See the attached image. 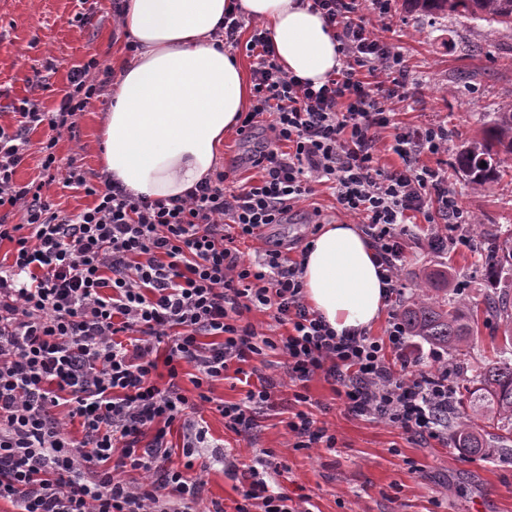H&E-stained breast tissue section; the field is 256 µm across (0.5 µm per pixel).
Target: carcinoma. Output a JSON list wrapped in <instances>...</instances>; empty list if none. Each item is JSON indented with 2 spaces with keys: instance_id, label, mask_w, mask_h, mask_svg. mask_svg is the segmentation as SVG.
<instances>
[{
  "instance_id": "obj_1",
  "label": "carcinoma",
  "mask_w": 512,
  "mask_h": 512,
  "mask_svg": "<svg viewBox=\"0 0 512 512\" xmlns=\"http://www.w3.org/2000/svg\"><path fill=\"white\" fill-rule=\"evenodd\" d=\"M411 8L430 15H464L512 30V0H407ZM512 158V101L502 104L490 125L456 156V167L476 191L490 188ZM486 167H480L481 163ZM493 280L512 275V233L493 236L485 257ZM447 272L433 270L420 276L414 296L401 306L411 333L448 353V368L468 355L478 324L479 306L457 301ZM483 313L505 321L502 343L495 359L476 367L472 383L464 388L452 411L455 447L486 458L512 440V296L493 292L483 299ZM485 419L498 433L485 440L477 421Z\"/></svg>"
}]
</instances>
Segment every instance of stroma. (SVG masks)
I'll return each mask as SVG.
<instances>
[{"instance_id": "stroma-1", "label": "stroma", "mask_w": 512, "mask_h": 512, "mask_svg": "<svg viewBox=\"0 0 512 512\" xmlns=\"http://www.w3.org/2000/svg\"><path fill=\"white\" fill-rule=\"evenodd\" d=\"M114 0H0V125L15 126L14 106L25 98L54 112L67 90L74 67L90 58L99 66L94 80L102 88L62 132L55 154L60 167L81 166L88 179L100 175V132L108 108L111 63L124 50V29L112 19ZM387 38L399 44L410 63L413 97L399 104L396 119L410 125L440 123L448 128V152L441 159L461 206L482 224L473 249L431 251L422 230L406 239V263L401 279L406 295L415 292L422 271L452 268L459 297L481 299L489 287L484 254L488 232L512 231V179L489 189L471 190L453 169L456 154L492 119L506 99H512V32L491 31L486 22L467 16H429L409 10L404 0H391ZM311 210L300 206L286 223L263 229L244 245L247 257L282 245L291 247L309 232ZM502 330L496 318L480 317L478 337L468 360L448 373L455 391L491 356V343ZM265 372L276 385L275 406L249 432L235 433L213 408L202 415L209 448L203 454L210 467L203 472V504L220 502L234 512L240 496L237 483L224 474L223 454L232 449L242 463L267 450L283 468L278 478L288 493L305 489L314 512H512V457L493 460L471 455L452 444L411 437L402 429L365 416L348 414L336 387L323 376L307 384L309 410L317 426L335 434L332 448L294 449L284 425L294 408L283 358L265 357Z\"/></svg>"}]
</instances>
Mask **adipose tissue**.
<instances>
[{
	"mask_svg": "<svg viewBox=\"0 0 512 512\" xmlns=\"http://www.w3.org/2000/svg\"><path fill=\"white\" fill-rule=\"evenodd\" d=\"M229 0H124L121 21L138 44L116 59L103 128V169L133 193L185 194L213 170L224 136L251 90L235 57L212 34ZM261 21L287 74L322 85L342 66L333 31L308 0H240ZM309 305L332 329L374 324L386 305L375 251L356 224H325L305 254Z\"/></svg>",
	"mask_w": 512,
	"mask_h": 512,
	"instance_id": "obj_1",
	"label": "adipose tissue"
}]
</instances>
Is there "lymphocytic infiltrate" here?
<instances>
[{"label":"lymphocytic infiltrate","instance_id":"f902f5d3","mask_svg":"<svg viewBox=\"0 0 512 512\" xmlns=\"http://www.w3.org/2000/svg\"><path fill=\"white\" fill-rule=\"evenodd\" d=\"M336 33L342 68L322 86L288 75L268 31L254 25L242 40L244 17L230 4L215 36L245 47L254 59L253 104L237 117L249 138L268 126L246 180L218 170L180 197L151 199L108 175L88 183L70 168L65 186L83 188L95 203L76 215L43 199L38 183L16 184L24 135L39 125L41 169L55 181V147L73 129L97 87L89 60L74 69L58 111L25 98L17 127L0 126V242L14 245L0 265V500L15 512H197L202 481L194 455L206 439L192 413L209 402L213 382L232 364L281 354L288 378L304 387L315 375L338 384L348 412L387 421L438 441L454 405L448 361L431 350L423 369L398 308L384 336L337 334L303 292V262L278 249L245 260L239 239L282 223L317 186L331 190L338 213L360 220L382 268L388 296L404 294L403 239L423 218L429 248H469L472 216L448 185V172L422 161L448 151L443 126H406L396 104L410 100L408 60L375 34L370 13L385 17L390 0H310ZM399 162L385 166L382 152ZM20 209L8 223L3 209ZM266 313L279 334L258 332L245 313ZM191 365L196 398L177 382ZM166 367L169 380L154 375ZM275 384L258 375L244 398L219 402L225 426L252 428L273 403ZM79 419L82 438L66 429ZM188 431L185 462L162 467L174 424ZM142 472L133 484L123 469ZM280 465L262 452L249 465L224 454V473L242 488L235 512H310V495H288L276 481Z\"/></svg>","mask_w":512,"mask_h":512}]
</instances>
